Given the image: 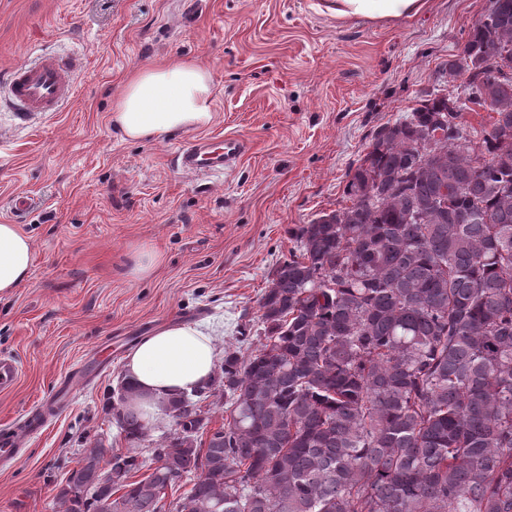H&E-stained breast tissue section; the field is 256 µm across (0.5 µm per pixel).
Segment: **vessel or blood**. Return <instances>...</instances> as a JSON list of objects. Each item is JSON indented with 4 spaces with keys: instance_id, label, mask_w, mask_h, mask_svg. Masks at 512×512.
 Wrapping results in <instances>:
<instances>
[{
    "instance_id": "obj_1",
    "label": "vessel or blood",
    "mask_w": 512,
    "mask_h": 512,
    "mask_svg": "<svg viewBox=\"0 0 512 512\" xmlns=\"http://www.w3.org/2000/svg\"><path fill=\"white\" fill-rule=\"evenodd\" d=\"M78 65V60L50 54L15 65L8 75L7 86L17 118L24 121L36 114L59 111L75 94L70 74ZM242 151L243 144L237 138L202 137L179 149L174 162L185 171L218 174L231 168ZM106 366V361L92 360L61 380L28 418L29 432H40L50 417L70 404L77 385L93 380Z\"/></svg>"
}]
</instances>
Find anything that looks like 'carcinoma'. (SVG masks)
Returning <instances> with one entry per match:
<instances>
[{
    "label": "carcinoma",
    "mask_w": 512,
    "mask_h": 512,
    "mask_svg": "<svg viewBox=\"0 0 512 512\" xmlns=\"http://www.w3.org/2000/svg\"><path fill=\"white\" fill-rule=\"evenodd\" d=\"M465 49L445 92L373 133L350 204L295 231L258 346L225 349L213 380L224 426L200 390L170 400L153 472L97 443L56 512H512V0H489ZM477 107L490 130L462 121ZM135 391H112L133 443Z\"/></svg>",
    "instance_id": "cac0c4a2"
}]
</instances>
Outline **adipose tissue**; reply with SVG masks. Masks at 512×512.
Listing matches in <instances>:
<instances>
[{
  "label": "adipose tissue",
  "instance_id": "adipose-tissue-1",
  "mask_svg": "<svg viewBox=\"0 0 512 512\" xmlns=\"http://www.w3.org/2000/svg\"><path fill=\"white\" fill-rule=\"evenodd\" d=\"M427 0H318L316 7L342 21L388 24L421 13ZM215 118L211 71L198 60L175 57L135 71L112 105V125L134 141H161L177 131H198ZM31 240L16 225L0 224V295L14 292L29 276ZM212 336L200 326L170 322L142 337L124 359L134 382L133 404L145 421L162 416L172 397L207 387L216 370Z\"/></svg>",
  "mask_w": 512,
  "mask_h": 512
}]
</instances>
